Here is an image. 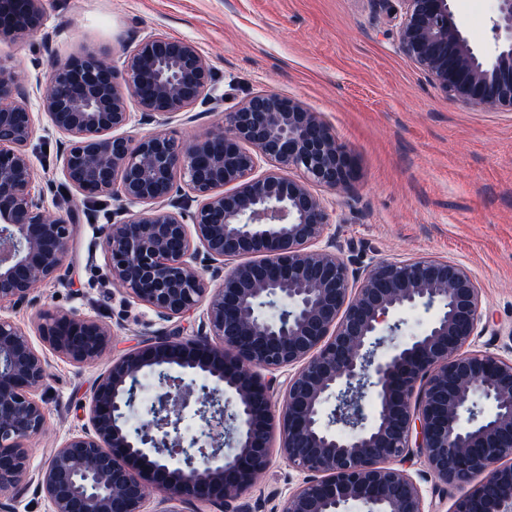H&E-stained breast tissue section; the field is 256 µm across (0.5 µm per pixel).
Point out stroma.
<instances>
[{"label":"stroma","mask_w":512,"mask_h":512,"mask_svg":"<svg viewBox=\"0 0 512 512\" xmlns=\"http://www.w3.org/2000/svg\"><path fill=\"white\" fill-rule=\"evenodd\" d=\"M397 0H45L43 28L0 38V59L22 76L35 118L29 151L48 207L64 194L59 159L65 137L40 107L53 66L92 52L122 62L150 33L193 42L213 72L209 99L177 114L167 131L191 143L219 129L225 112L259 93L299 99L318 112L354 158L355 173L329 195L331 231L351 280L380 260L419 257L463 265L488 316L469 348L512 360V112L450 100L398 47ZM471 43L490 44L495 0H455ZM80 214L68 265L41 288L37 306L5 310L34 331L37 308L74 311L115 332L114 355L142 345L164 324L119 291L102 245L115 200L74 196ZM50 379L42 434L29 443L31 474L51 449L88 424L102 363L76 365L45 351ZM409 470L427 512H452L459 496L430 476L422 459ZM304 479L280 452L251 493L252 512H275Z\"/></svg>","instance_id":"obj_1"}]
</instances>
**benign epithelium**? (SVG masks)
Here are the masks:
<instances>
[{
	"label": "benign epithelium",
	"mask_w": 512,
	"mask_h": 512,
	"mask_svg": "<svg viewBox=\"0 0 512 512\" xmlns=\"http://www.w3.org/2000/svg\"><path fill=\"white\" fill-rule=\"evenodd\" d=\"M43 2L0 0V37L39 29ZM398 2L399 48L448 98L512 111V0H496L488 50L465 35L455 0ZM211 86L192 42L150 34L120 66L92 53L67 58L42 93L66 136L68 185L86 201L112 197L126 215L105 216L113 280L163 322L203 309L193 334L163 332L106 368L90 427L54 449L40 474L52 512H148L154 489L192 512H250L243 500L269 466L276 430L282 456L306 474L278 512H344L351 502L426 512L406 469L415 457L461 491L453 512H512V361L465 350L483 321L477 282L458 263L419 258L378 261L351 283L317 194L348 186L350 151L296 98L255 95L189 146L164 130L122 132L130 102L164 122ZM34 135L19 75L0 62L1 311L33 303L60 277L78 223L75 212L51 214L36 189ZM418 305L435 309L423 332L380 352L401 330L399 314ZM39 320L43 342L74 364L112 350L105 322L64 311ZM173 369L204 383L196 390ZM146 370L163 391L132 425L125 409ZM48 379L29 335L0 316V512L29 480L28 441L47 418L36 393ZM225 390L231 408L219 398ZM188 414L202 425L186 440Z\"/></svg>",
	"instance_id": "obj_1"
}]
</instances>
